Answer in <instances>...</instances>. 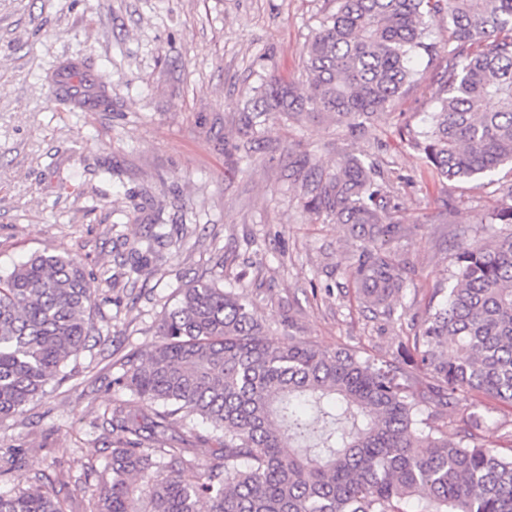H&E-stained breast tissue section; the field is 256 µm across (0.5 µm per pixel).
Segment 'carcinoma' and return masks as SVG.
I'll return each instance as SVG.
<instances>
[{
    "instance_id": "carcinoma-1",
    "label": "carcinoma",
    "mask_w": 512,
    "mask_h": 512,
    "mask_svg": "<svg viewBox=\"0 0 512 512\" xmlns=\"http://www.w3.org/2000/svg\"><path fill=\"white\" fill-rule=\"evenodd\" d=\"M449 30L426 42L430 26ZM446 53L445 96L410 137L443 181L512 166V0H336L304 49L307 91L278 80L244 110L329 118L351 137L414 82L410 60ZM305 206L346 226L348 276L374 316L395 315L394 296L415 268L391 250L406 236L388 212L384 177L354 155L325 171L305 155ZM512 224V184L488 213ZM446 300L428 314L412 350L390 359L327 352L288 336L265 338L243 293L197 280L158 325L147 362L116 383L145 405L170 407L140 423L113 409L119 445L89 512H512V453L478 443L483 417L448 432L425 429L422 408L483 397L512 409V231L462 243ZM82 262L36 253L0 275V417L46 393L97 328ZM199 416L211 429L201 481L187 484V448L165 438L168 418ZM153 438L155 447L145 445ZM0 512H65L50 490L18 477Z\"/></svg>"
}]
</instances>
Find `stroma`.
<instances>
[{
    "label": "stroma",
    "mask_w": 512,
    "mask_h": 512,
    "mask_svg": "<svg viewBox=\"0 0 512 512\" xmlns=\"http://www.w3.org/2000/svg\"><path fill=\"white\" fill-rule=\"evenodd\" d=\"M335 0H0V273L36 253H67L90 272L101 334L20 414L0 418V494L17 477L59 488L87 512L112 460V408L146 415L115 385L147 360L178 292L196 280L246 293L268 341L288 335L331 350L391 356L427 318L432 291L461 239L490 235L494 178L439 181L400 136L422 130L443 95V56L420 55L417 81L351 138L335 122H294L246 104L272 79L305 81L303 50ZM94 79L103 103L58 97L65 65ZM375 158L392 215L407 226L395 252L416 270L388 321L363 311L345 275L342 225L309 213L299 159L326 170L342 153ZM162 232L173 246H151ZM141 273H133L134 263ZM292 330H285V323ZM433 425L484 423L480 442L512 447V412L464 398L424 411Z\"/></svg>",
    "instance_id": "stroma-1"
}]
</instances>
